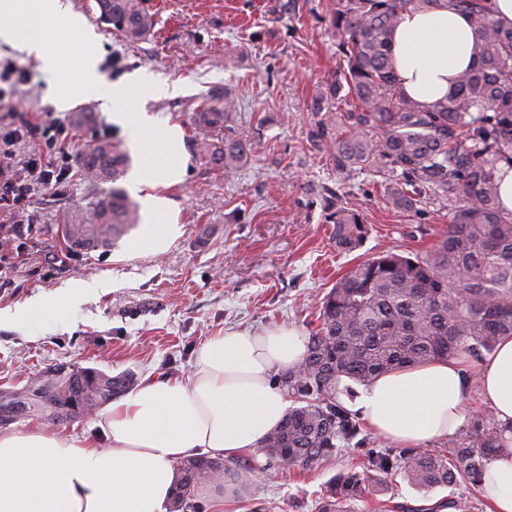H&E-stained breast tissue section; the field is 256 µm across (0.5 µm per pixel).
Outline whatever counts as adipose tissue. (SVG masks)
<instances>
[{"mask_svg": "<svg viewBox=\"0 0 512 512\" xmlns=\"http://www.w3.org/2000/svg\"><path fill=\"white\" fill-rule=\"evenodd\" d=\"M95 40L67 0H0V42L37 62L57 107L98 99L126 134L140 158L129 190L144 215L129 251L152 254L177 233V205L167 191L183 182L188 155L181 126L142 104L178 88L140 72L106 85ZM477 40L469 19L452 9L407 13L392 36L401 89L425 104L450 95L457 75L476 61ZM109 285L106 278L82 281L0 310V325L67 309ZM304 353L305 340L292 328L228 329L197 349L190 376H148L112 401L97 415L95 436L0 432V512H164L178 479L176 461L238 458L279 425L291 401L271 375L295 367ZM474 383L497 421L512 424V336L472 369L463 360L435 361L381 375L356 408L373 434L418 448L463 425ZM481 486L494 512H512V455L488 460Z\"/></svg>", "mask_w": 512, "mask_h": 512, "instance_id": "ef3b65f1", "label": "adipose tissue"}]
</instances>
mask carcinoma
<instances>
[{"label":"carcinoma","mask_w":512,"mask_h":512,"mask_svg":"<svg viewBox=\"0 0 512 512\" xmlns=\"http://www.w3.org/2000/svg\"><path fill=\"white\" fill-rule=\"evenodd\" d=\"M98 20L135 42L156 27L142 0H96ZM448 7L466 15L479 40L477 64L456 78L454 92L431 105L400 88L391 37L408 12ZM339 36L336 75L317 97L325 112L314 138L340 171L360 168L380 177L386 205L417 213L432 200L450 206L448 224L431 247L401 254L382 251L350 268L324 295L319 323L294 369L279 376L292 398L279 426L260 444L267 463L310 470L369 441L343 404L347 380L366 386L393 370L471 358L512 336V210L500 202L498 174L512 169V27L492 18L491 0H327ZM348 102L346 111L339 110ZM229 93L199 105L195 122L224 126L235 111ZM248 139H224L216 159L232 169L246 161ZM90 183L116 182L127 158L108 140L76 153ZM332 238L344 251L359 248L368 228L360 213L338 205L329 215ZM140 223L138 208L112 188L90 216L78 213L61 227L75 247L112 246ZM88 368L56 365L20 389L0 390V409L14 404L21 418L57 425L88 416L131 390L135 374L93 382ZM512 426L493 415H473V429L457 448H371L327 483L315 512H358L372 484L395 474L420 491L462 483L482 495L479 478L493 454L512 451ZM178 481L169 512H201L195 491L204 483L243 480L257 468L207 456L176 463Z\"/></svg>","instance_id":"obj_1"}]
</instances>
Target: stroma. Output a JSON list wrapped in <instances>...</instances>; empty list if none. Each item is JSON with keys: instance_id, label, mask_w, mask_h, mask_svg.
Instances as JSON below:
<instances>
[{"instance_id": "35a3bbf8", "label": "stroma", "mask_w": 512, "mask_h": 512, "mask_svg": "<svg viewBox=\"0 0 512 512\" xmlns=\"http://www.w3.org/2000/svg\"><path fill=\"white\" fill-rule=\"evenodd\" d=\"M71 2L100 36L106 83L144 70L183 86L179 96L146 105L184 131L187 173L168 191L178 208V234L157 255L131 256L126 236L107 251L68 250L61 224L111 187L89 185L76 173L34 198L36 224L28 237L16 236L10 212L1 210V309L81 280L106 277L111 285L63 312L1 326L0 384L23 386L55 363L140 379L184 376L197 348L227 329L287 326L309 335L322 298L351 266L388 249L424 250L447 224V209L433 203L416 214L387 209L379 178L338 172L314 138L321 119L315 95L338 66L324 0H143L157 25L135 43L98 22L95 0ZM0 61L27 75L14 87L21 116L52 113L72 129L75 152L101 139L126 149L121 130L97 102L57 109L31 59L1 43ZM227 91L238 107L223 128L196 126L202 95ZM238 132L250 136L252 149L243 165L227 170L213 154ZM204 141L210 152H200ZM339 203L357 210L368 226L350 253L337 249L326 221ZM358 456L353 450L310 471L268 469L224 512H258L268 504L272 512H314L323 485Z\"/></svg>"}]
</instances>
